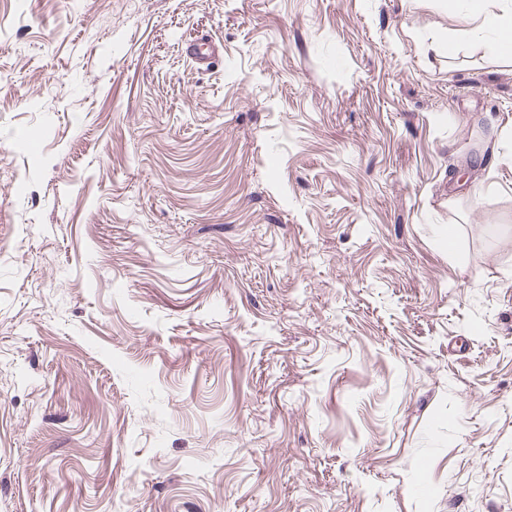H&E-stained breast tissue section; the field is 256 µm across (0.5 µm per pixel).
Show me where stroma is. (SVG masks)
I'll return each instance as SVG.
<instances>
[{"mask_svg":"<svg viewBox=\"0 0 512 512\" xmlns=\"http://www.w3.org/2000/svg\"><path fill=\"white\" fill-rule=\"evenodd\" d=\"M461 29L0 0V512H512V62Z\"/></svg>","mask_w":512,"mask_h":512,"instance_id":"stroma-1","label":"stroma"}]
</instances>
